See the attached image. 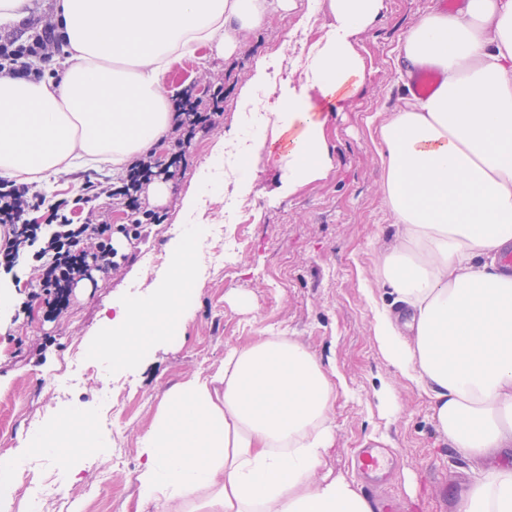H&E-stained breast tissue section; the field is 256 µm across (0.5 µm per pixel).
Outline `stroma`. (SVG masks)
I'll list each match as a JSON object with an SVG mask.
<instances>
[{
  "label": "stroma",
  "instance_id": "stroma-1",
  "mask_svg": "<svg viewBox=\"0 0 512 512\" xmlns=\"http://www.w3.org/2000/svg\"><path fill=\"white\" fill-rule=\"evenodd\" d=\"M269 17L266 26L242 36L229 58L208 45L199 53L177 54L166 76L170 94L185 87H210L211 75L223 78L222 114L217 128L196 134L179 163H172V142L158 151L157 181L167 187L163 201L151 193L143 208L163 214L137 248L114 235L119 252H135L132 263L108 274L93 273L53 311L32 299L34 260L12 270L17 301L0 318V460L10 457L27 436L41 431L62 412L82 408L94 414L99 443L76 454L72 468L49 457L27 459L11 512H25L29 494L44 479L59 485L61 497L48 512H156L138 502L135 477L143 463L139 440L150 427L165 393L193 375L213 373L227 348L258 330L295 337L338 376L333 409L336 450L327 465L356 480L359 449L388 453L379 496L394 499L399 512H455L448 495L453 484L476 479L469 461L454 454L430 420L429 398L416 383L395 375L373 337L376 305L385 288L373 271L393 235V218L383 204L382 173L369 137L368 120L393 112L406 98L395 65L401 32L443 0H384L375 23L361 34L365 79L358 92L330 113L326 138L332 166L327 175L292 195L279 192L281 168L261 160L250 169L218 158L223 135L257 136L251 114L240 104L257 63H264L275 88L298 80L306 49L326 31L325 6L308 12V0ZM210 166L213 187L200 189L196 174ZM250 173L251 193L234 194L233 183ZM122 175L121 168L91 164L85 169L45 172L38 186L47 203L29 212L36 224L52 219L51 202H72L83 175ZM200 193L198 208L183 213L187 194ZM250 208L247 240L225 275L208 251L213 225L225 236L236 231L238 204ZM196 227L192 315L187 323L140 361L107 365L92 351L105 310L129 301L165 280L171 270L172 243L181 230ZM159 253L162 265L147 257Z\"/></svg>",
  "mask_w": 512,
  "mask_h": 512
}]
</instances>
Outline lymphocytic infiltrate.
Here are the masks:
<instances>
[{"instance_id":"obj_1","label":"lymphocytic infiltrate","mask_w":512,"mask_h":512,"mask_svg":"<svg viewBox=\"0 0 512 512\" xmlns=\"http://www.w3.org/2000/svg\"><path fill=\"white\" fill-rule=\"evenodd\" d=\"M65 40L51 20H29L23 31L0 34V73L18 79L39 80L59 59L65 58ZM176 119L169 138L178 149H185L196 132L216 127L218 100L197 106L192 92H184L175 102ZM155 164L151 155L132 163L122 185L111 178L84 177L82 198L88 209L81 223H74L65 202L53 204L54 223L50 226L27 223L29 210L40 207L44 197L32 184L0 181V264L10 268L25 248L36 247L39 260L38 285L45 294H63L84 276L88 265L101 273L117 270L133 262L134 253L118 254L112 245L114 234L139 240L149 226L162 223L153 210L142 209L139 193L150 183ZM125 205L133 214L132 223L111 226L103 202Z\"/></svg>"}]
</instances>
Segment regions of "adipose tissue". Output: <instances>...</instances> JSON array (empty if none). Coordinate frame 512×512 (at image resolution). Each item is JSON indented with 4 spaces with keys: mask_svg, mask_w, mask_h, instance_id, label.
Returning <instances> with one entry per match:
<instances>
[{
    "mask_svg": "<svg viewBox=\"0 0 512 512\" xmlns=\"http://www.w3.org/2000/svg\"><path fill=\"white\" fill-rule=\"evenodd\" d=\"M333 22L301 78L258 114L264 135L224 139L250 166L268 138L287 136L280 192L293 194L330 167L323 105L363 80L357 37L383 0H328ZM294 0H58L68 42L59 84L0 75V176L70 166L83 156L120 165L163 145L174 114L165 88L171 56L193 42L233 55L243 33ZM402 76L443 79L375 128L383 201L397 231L375 276L403 315L379 308L374 337L388 364L421 385L431 421L455 453L485 462L458 512H512V0H465L424 13L399 40ZM194 233L173 242L167 280L105 320L98 355L143 358L191 316ZM336 371L302 341L266 331L229 348L213 373L170 389L140 440V503L157 512H374L355 481L325 471L336 441ZM95 442L89 412L59 414L23 440L0 470L10 512L25 461L38 452L69 465V437Z\"/></svg>",
    "mask_w": 512,
    "mask_h": 512,
    "instance_id": "obj_1",
    "label": "adipose tissue"
}]
</instances>
